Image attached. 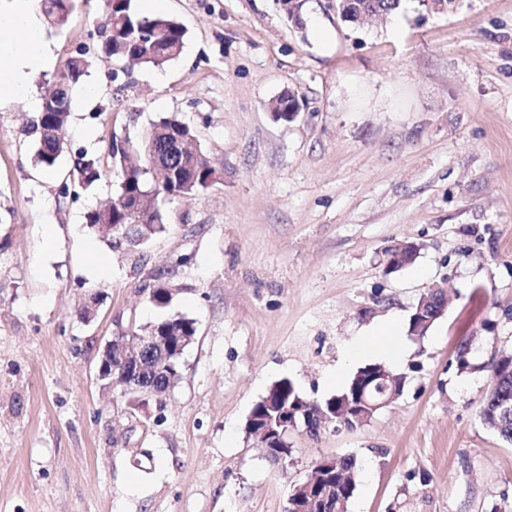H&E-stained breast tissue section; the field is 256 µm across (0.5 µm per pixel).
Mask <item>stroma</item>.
Masks as SVG:
<instances>
[{"label": "stroma", "instance_id": "obj_1", "mask_svg": "<svg viewBox=\"0 0 512 512\" xmlns=\"http://www.w3.org/2000/svg\"><path fill=\"white\" fill-rule=\"evenodd\" d=\"M326 2L307 0L299 30L280 0H166L186 41L160 69L100 56L102 0L45 26L54 59L34 97L70 57L90 67L53 167L25 103L0 104V512H286L342 455L358 461L348 512H495L512 497V445L479 417L493 359L512 353V0H402L364 23ZM288 93L301 109L284 123L272 107ZM172 114L217 180L159 199L165 230L140 250L111 246L85 214L115 195L112 141ZM82 150L104 176L75 200L60 189ZM402 241L417 259L386 272ZM160 271L164 309L147 292ZM436 284L448 307L415 338ZM177 313L197 333L162 400L137 407L98 379L107 342ZM390 329L407 348L402 396L354 428L296 431L270 463L245 430L254 404L283 378L311 400L342 393L381 360L353 346ZM443 288L444 287H442V286H437L436 285V286H433L431 288V292L437 293L440 290L444 291ZM444 293H445V299H446L445 304L442 307H432L429 310V312H426V310H425L426 299H424V297H423L420 300V302L418 303L417 307L414 309L413 313L410 315V318H409V331L411 333L416 328L415 317H417L418 315L425 318V320H422V322H421L422 329L424 327L429 326L435 319H438L439 317H441L443 315V313L445 312V310L447 309V306H448V298H447V295H446L445 291H444ZM414 315H415V317H414ZM411 335L416 336V337L417 336H426V334H421V330L419 332L415 331Z\"/></svg>", "mask_w": 512, "mask_h": 512}]
</instances>
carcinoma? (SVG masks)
Here are the masks:
<instances>
[{"instance_id": "carcinoma-1", "label": "carcinoma", "mask_w": 512, "mask_h": 512, "mask_svg": "<svg viewBox=\"0 0 512 512\" xmlns=\"http://www.w3.org/2000/svg\"><path fill=\"white\" fill-rule=\"evenodd\" d=\"M77 0H42V10L46 19L53 25L69 16L76 7ZM401 0H352L350 9L364 19L387 14L398 9ZM99 47L102 54L113 61L127 66H149L160 68L178 58L174 48H184L186 31L176 20L165 16L140 15L134 8L133 0H104V8L97 18ZM69 78L60 84L55 99L42 106L28 133L34 135L36 159L51 168L68 153L67 143L60 131L70 117L71 93L73 86L86 74L88 61L82 56H74L69 62ZM180 136L185 142L195 139L193 129L175 115L162 116L155 120L144 140L128 152H120L111 146V155L117 168L118 188L116 198L104 208H93L86 214L91 228H101L103 224H122L126 233L125 242L131 247L144 244L151 235L165 230L159 212L150 200V192L171 198H190L206 190L215 183V172L210 159L200 149H194L189 161L183 162L172 152V142L166 132ZM103 177L99 161L86 152H81L73 161L72 179L64 185L62 194L75 199L81 192L95 186ZM149 300L155 306L164 308L172 301V291L159 272L154 277V285L149 290ZM169 330L172 336H181L194 341V322L184 317L163 319L141 327L130 335H121L116 341L134 342ZM184 350L177 346L166 349L164 364L147 365L135 377L124 376V371L106 362L112 372V380L123 385L131 379L137 383L134 391L128 392L130 400L139 405L150 397L166 393L179 376L180 361ZM377 364H367L357 370L346 389L339 395L324 401H314L303 397L291 380L283 378L275 382L267 395L258 401L251 410L254 422L264 425L276 423L283 414L298 417L300 423L308 427L309 435L316 437L324 426L330 424L348 425L338 420L336 410L343 399L351 395L356 379L368 376ZM494 385L482 401L480 418L482 423L495 432L503 441L512 444V413L504 411L500 400H512V356H502L493 365ZM356 458L352 455L338 458L334 468L324 471L326 480L337 487L336 499L349 504L356 490Z\"/></svg>"}]
</instances>
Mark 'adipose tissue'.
Masks as SVG:
<instances>
[{"instance_id": "obj_1", "label": "adipose tissue", "mask_w": 512, "mask_h": 512, "mask_svg": "<svg viewBox=\"0 0 512 512\" xmlns=\"http://www.w3.org/2000/svg\"><path fill=\"white\" fill-rule=\"evenodd\" d=\"M50 57L33 0H7L0 7V102L22 100L28 111L40 112L39 101L29 94L30 76Z\"/></svg>"}]
</instances>
